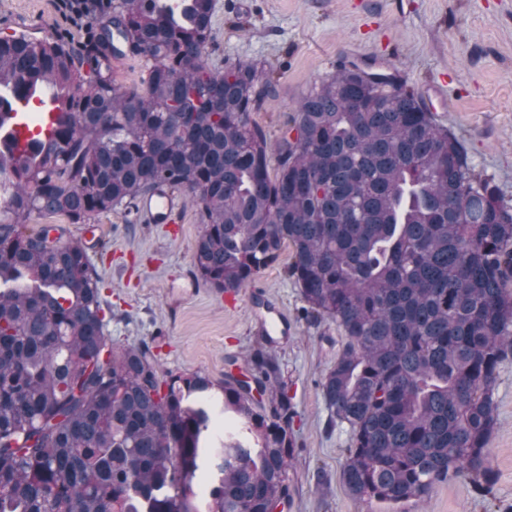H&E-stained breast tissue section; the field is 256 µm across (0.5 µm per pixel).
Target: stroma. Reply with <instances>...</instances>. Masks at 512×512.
I'll return each instance as SVG.
<instances>
[{"label":"stroma","instance_id":"stroma-1","mask_svg":"<svg viewBox=\"0 0 512 512\" xmlns=\"http://www.w3.org/2000/svg\"><path fill=\"white\" fill-rule=\"evenodd\" d=\"M89 32L61 0H0V34H54L72 45ZM209 60L264 63L276 89L253 120L270 138L311 85L343 66L382 67L420 100L442 94L438 113L465 145L477 171L492 179L512 206V0H215ZM82 240L109 311L107 333L127 347L152 344L164 371L198 374L220 385L229 358L246 359L262 340L265 293L288 321L273 343L295 406L297 448L289 468L288 512H512V360L503 364L494 398L497 425L488 466L494 482L480 494L466 477L435 485L429 497L389 505L356 498L342 468L347 432L330 425L318 382L344 338L328 321L301 320L298 286L285 274L288 256L264 269L249 290L224 294L196 274L193 245L198 209L181 200L168 223H150L124 205L84 224L62 215L32 214Z\"/></svg>","mask_w":512,"mask_h":512}]
</instances>
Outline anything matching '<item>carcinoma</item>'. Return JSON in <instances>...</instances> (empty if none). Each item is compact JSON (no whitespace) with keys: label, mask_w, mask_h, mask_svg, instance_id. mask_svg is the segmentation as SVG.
Listing matches in <instances>:
<instances>
[{"label":"carcinoma","mask_w":512,"mask_h":512,"mask_svg":"<svg viewBox=\"0 0 512 512\" xmlns=\"http://www.w3.org/2000/svg\"><path fill=\"white\" fill-rule=\"evenodd\" d=\"M112 0L74 48L0 37V85L69 97L29 163L0 150V512H271L291 501L296 411L265 346L251 384L224 376L228 439L201 470L218 424L212 385L161 369L152 347L105 333L86 247L34 213L85 223L161 187L185 192L201 231L194 267L237 294L290 253L301 318L345 336L319 382L347 426L343 482L354 497L421 501L468 476L481 491L494 390L512 358V207L463 144L394 77L356 65L316 82L270 143L252 119L274 89L254 61L209 63L213 0ZM130 46L148 78L112 79ZM223 417H219V419L222 421L221 428L215 431L213 436L209 437L206 444L204 445L206 448L212 446H221V441H224V434L225 437L233 436L243 441L248 440V434L240 428L242 426L238 424L232 416L223 414Z\"/></svg>","instance_id":"cac0c4a2"}]
</instances>
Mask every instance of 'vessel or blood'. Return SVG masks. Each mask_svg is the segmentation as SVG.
<instances>
[{"label":"vessel or blood","mask_w":512,"mask_h":512,"mask_svg":"<svg viewBox=\"0 0 512 512\" xmlns=\"http://www.w3.org/2000/svg\"><path fill=\"white\" fill-rule=\"evenodd\" d=\"M0 98L8 103L0 113V142L7 145L16 162L27 161L38 138L51 137L59 126L61 98L50 86L41 85L31 89L26 97L19 98L12 88L0 89ZM155 223H167L171 213L177 209V201L166 189H158L154 196L141 204Z\"/></svg>","instance_id":"1"}]
</instances>
